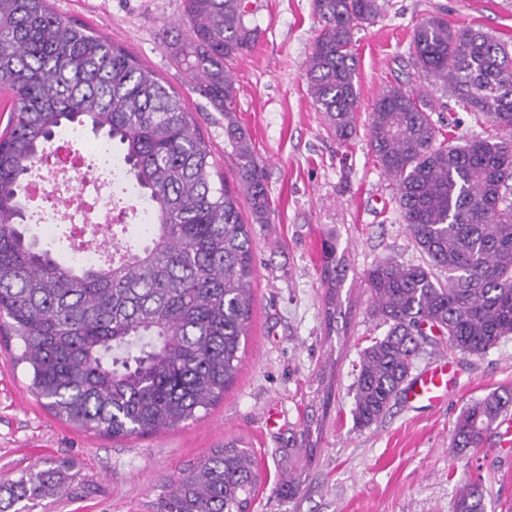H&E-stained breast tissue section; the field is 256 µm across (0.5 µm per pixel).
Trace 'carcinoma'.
Wrapping results in <instances>:
<instances>
[{
  "instance_id": "1",
  "label": "carcinoma",
  "mask_w": 512,
  "mask_h": 512,
  "mask_svg": "<svg viewBox=\"0 0 512 512\" xmlns=\"http://www.w3.org/2000/svg\"><path fill=\"white\" fill-rule=\"evenodd\" d=\"M188 30L167 42L201 96L224 113L246 201L269 219L265 168L233 117L229 62L250 50L244 0H183ZM381 0H313L323 22L307 62L310 96L341 144L359 107L355 30ZM412 65L423 82L478 122L459 142L433 114L447 104L425 89L389 86L371 106L369 142L395 185L402 223L420 254L364 272L370 315L385 326L360 353L352 416L370 427L392 407L423 345L479 357L512 335V44L457 28L442 8L415 26ZM0 88L13 99L0 136V318L22 345L30 387L56 417L126 438L197 418L224 396L245 351L252 310V242L239 196L215 186L214 153L182 97L125 47L58 15L50 0H0ZM89 128L116 148L150 215L149 241L130 237L111 258L69 264L26 238L25 181L66 128ZM326 315L344 277L336 233L323 242ZM512 412V390L469 403L449 448L480 447ZM72 467H36L0 483V512L75 490ZM259 481L249 444L231 439L181 467L155 512H249ZM488 491L467 480L455 512H487Z\"/></svg>"
}]
</instances>
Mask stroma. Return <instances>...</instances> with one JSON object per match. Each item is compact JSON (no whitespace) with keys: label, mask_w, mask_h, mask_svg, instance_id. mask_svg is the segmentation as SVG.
Returning a JSON list of instances; mask_svg holds the SVG:
<instances>
[{"label":"stroma","mask_w":512,"mask_h":512,"mask_svg":"<svg viewBox=\"0 0 512 512\" xmlns=\"http://www.w3.org/2000/svg\"><path fill=\"white\" fill-rule=\"evenodd\" d=\"M259 27L253 49L232 64L235 118L266 167L270 221L243 218L255 273L245 352L234 383L197 419L157 434L112 438L83 430L42 407L29 387L22 348L0 333V482L34 465L67 461L80 490L25 512H153L180 465L228 439L253 448L261 474L250 512H455L460 486L481 476L494 512H512V433L496 429L482 447L448 453L457 417L473 400L512 387V336L480 357L446 345L427 348L416 370L445 357L454 365L445 405L399 398L380 422L354 424L352 387L361 350L384 327L368 313L363 274L376 261L420 259L401 222L393 182L378 167L367 135L370 107L392 84H417L410 42L432 6L458 27L512 39V0H388L383 15L353 42L360 105L356 134L342 146L308 91L306 64L321 31L312 0H245ZM135 54L194 113L218 161L240 191L224 146V115L194 90L170 56L164 30L185 31L182 0H51ZM336 232L347 260L338 330L327 333L321 280L324 233ZM315 439L313 453L304 450ZM296 470L302 490L288 493Z\"/></svg>","instance_id":"stroma-1"}]
</instances>
